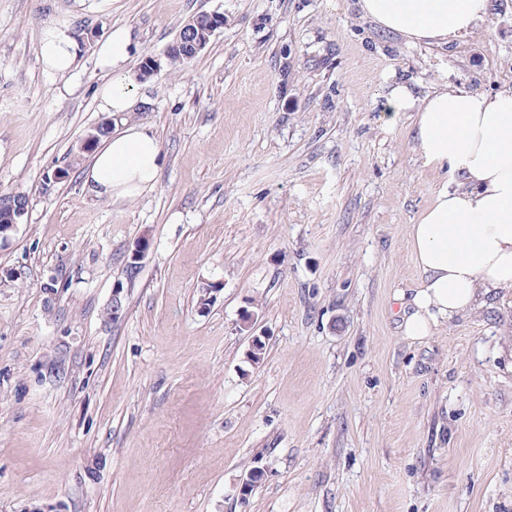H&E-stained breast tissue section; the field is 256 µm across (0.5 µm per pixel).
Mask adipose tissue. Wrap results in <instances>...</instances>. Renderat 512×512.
Segmentation results:
<instances>
[{
    "instance_id": "adipose-tissue-1",
    "label": "adipose tissue",
    "mask_w": 512,
    "mask_h": 512,
    "mask_svg": "<svg viewBox=\"0 0 512 512\" xmlns=\"http://www.w3.org/2000/svg\"><path fill=\"white\" fill-rule=\"evenodd\" d=\"M361 13L414 44L448 45L489 15L490 0H358ZM80 44L70 27L42 35L40 62L63 74ZM390 115L414 113L413 138L423 167L457 179L409 229L419 286L401 301V334L420 341L445 321L512 290V88L494 94L443 84L416 98L403 83L386 98ZM164 156L151 127L133 124L105 138L84 172L94 192L123 202L151 190Z\"/></svg>"
}]
</instances>
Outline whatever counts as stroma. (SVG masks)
I'll return each instance as SVG.
<instances>
[{"label": "stroma", "mask_w": 512, "mask_h": 512, "mask_svg": "<svg viewBox=\"0 0 512 512\" xmlns=\"http://www.w3.org/2000/svg\"><path fill=\"white\" fill-rule=\"evenodd\" d=\"M201 13L224 17L202 52L136 81ZM61 22L63 76L39 60ZM118 26L135 109L112 128L150 126L165 161L115 204L79 147ZM445 81L512 87V0L440 47L356 0H0V193L28 200L0 241V512H512V293L399 328L409 228L449 179L385 96ZM80 44L67 25L47 27L42 35L40 62L45 71L63 74L75 65L80 53ZM130 32L125 27H116L98 46V61L107 72L120 69L129 55Z\"/></svg>", "instance_id": "1"}]
</instances>
